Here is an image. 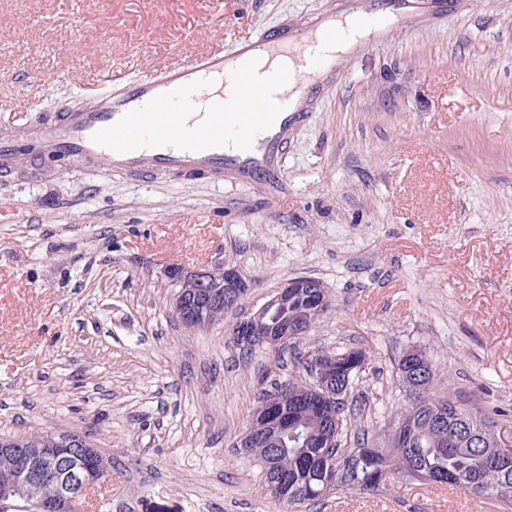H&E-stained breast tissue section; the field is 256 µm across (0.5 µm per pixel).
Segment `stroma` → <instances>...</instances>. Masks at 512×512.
Wrapping results in <instances>:
<instances>
[{
  "mask_svg": "<svg viewBox=\"0 0 512 512\" xmlns=\"http://www.w3.org/2000/svg\"><path fill=\"white\" fill-rule=\"evenodd\" d=\"M415 21L340 61L277 168L217 183L41 155L30 129L143 76L359 0H0V436L89 435L112 463L110 512H498L394 479L287 507L237 443L296 353L362 350L356 381L385 438L414 397L397 370L425 351L433 394L508 412L512 442V0H414ZM226 266L260 306L289 279L331 307L283 363L245 353L235 313L173 309L167 266Z\"/></svg>",
  "mask_w": 512,
  "mask_h": 512,
  "instance_id": "1",
  "label": "stroma"
}]
</instances>
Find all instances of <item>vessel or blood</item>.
Masks as SVG:
<instances>
[{"label": "vessel or blood", "mask_w": 512, "mask_h": 512, "mask_svg": "<svg viewBox=\"0 0 512 512\" xmlns=\"http://www.w3.org/2000/svg\"><path fill=\"white\" fill-rule=\"evenodd\" d=\"M401 20L399 12L376 8L371 2L355 18L369 38L398 26ZM318 34L334 39L335 17H327L318 33L302 26L278 36L263 34L242 43L235 54L214 52L164 70L160 76H144L121 94L98 98L86 110L61 107L53 123L34 131L32 137L42 155L65 156L78 164L102 160L110 170H194L217 182L228 171L253 173L266 167L283 145L284 131L274 130L270 123L272 109L287 111L294 93L319 85L320 71L335 69L336 64L321 55L307 57L301 62V73H283L274 95L254 77L245 60L288 56ZM212 75L231 83L233 100L214 108L205 122L185 126V110L197 100L198 81ZM186 136L196 143L195 152L181 151L180 142ZM228 142L235 146L234 154H225Z\"/></svg>", "instance_id": "obj_1"}]
</instances>
